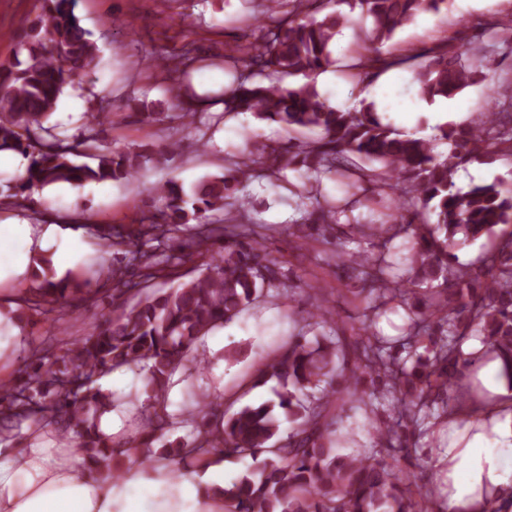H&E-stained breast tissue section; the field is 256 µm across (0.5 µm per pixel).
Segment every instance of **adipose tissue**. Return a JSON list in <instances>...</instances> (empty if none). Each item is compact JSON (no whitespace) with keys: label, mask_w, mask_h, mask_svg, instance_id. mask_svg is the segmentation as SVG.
<instances>
[{"label":"adipose tissue","mask_w":512,"mask_h":512,"mask_svg":"<svg viewBox=\"0 0 512 512\" xmlns=\"http://www.w3.org/2000/svg\"><path fill=\"white\" fill-rule=\"evenodd\" d=\"M22 240V254L10 250ZM82 242L58 224H0V381L11 379L15 346L25 321L20 297L41 259L63 273L65 254ZM478 361L469 376L484 390L478 401L448 417V445L438 449L434 481L441 485L443 512H484L494 502L512 512V392L500 378L503 361L485 354L480 341L463 346ZM45 428L25 431L24 443L0 442V512H224V466L173 477L172 464L128 465L121 478L108 477L74 443L52 449Z\"/></svg>","instance_id":"1"}]
</instances>
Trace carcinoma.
<instances>
[{
	"label": "carcinoma",
	"instance_id": "cac0c4a2",
	"mask_svg": "<svg viewBox=\"0 0 512 512\" xmlns=\"http://www.w3.org/2000/svg\"><path fill=\"white\" fill-rule=\"evenodd\" d=\"M73 0H40L38 12L13 37L10 59L0 62V152L13 151L26 168L11 197L51 186L81 187L92 182L133 178L150 158L141 154H100L97 164L76 158L96 149L94 127L112 121L90 118L81 135H59L49 119L63 89L80 83L96 66L98 46L79 23ZM447 0H285L284 11L267 7L262 47L227 49L224 64L240 71L233 86L219 95H189L182 118L192 125L198 111L223 104L224 113L251 112L287 131H310L316 141L298 142L284 151L255 141L238 167L200 181L187 194L168 182L154 189L161 206L140 223L119 230L89 224L103 248L122 254L120 265L100 261L43 281L24 299L31 313L56 307H84L98 302L94 282L106 278L133 290L139 300L112 320L90 322L84 333L63 346L47 336L31 351L25 376L0 383V431L21 436L24 425L45 424L80 443L88 456L116 477L124 462L146 469L158 457L175 472L206 466L212 458H251L259 466L224 486V500L234 512H431L433 488L415 475H403L395 447L399 430L417 428L459 406L458 379L475 364L462 351L478 336L489 350L501 352L504 374L512 387V195L493 184L462 191L453 180L458 167L471 161L491 163L512 155V81L488 89L498 111L475 124L439 129L448 153L433 140L403 135L369 110L343 111L329 104L312 82L281 84L284 76L308 77L333 65L330 46L354 25L358 10L367 24L354 29L360 52L350 76L416 65L419 94L426 99L451 97L481 81L489 52L484 41H443L425 53L392 56L383 50L397 31L424 11H440ZM256 165L275 173L306 168L354 176L390 192L400 219L418 201L423 224H376L348 216V208L330 199H314L294 224V236L310 240L309 224L335 225L336 233L362 244L356 253L336 257L348 292L365 303L363 319L351 343L323 332L334 321L325 299L316 298L302 317L307 333L280 347L261 372L274 380L277 400L247 405L210 422L206 410L217 397L192 387L181 410L166 411L170 381L176 371L188 377L204 369L190 352L212 329L233 320L277 279L276 264L263 252L262 234L236 222L249 198L240 194ZM491 240L476 260L462 263L457 252L480 237ZM412 272L409 285L393 280L382 255L396 238ZM206 257L199 274L164 290L152 288L171 263ZM419 297L424 312L410 333L391 343L373 335L371 323L396 301ZM314 336H308V333ZM424 353H418L419 348ZM126 367L147 372L145 399L136 394L140 424L125 441L126 449L96 431L95 419L112 393L100 380ZM371 388L362 399L368 407L386 405L392 422L376 428L393 454L388 460L364 461L339 452L340 437L326 422L329 408L341 409L358 391L361 376ZM288 436L278 438L283 422ZM187 430L177 446L165 433Z\"/></svg>",
	"mask_w": 512,
	"mask_h": 512
}]
</instances>
